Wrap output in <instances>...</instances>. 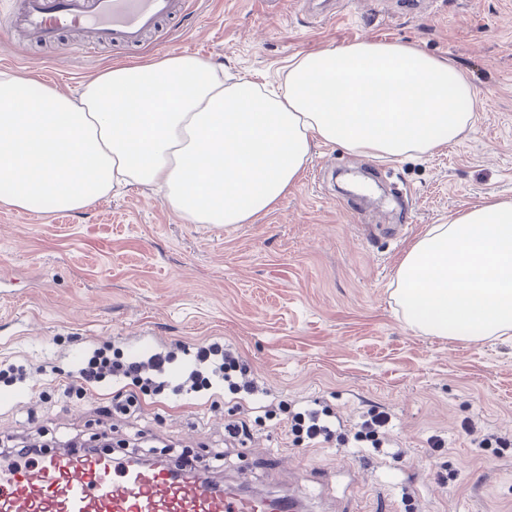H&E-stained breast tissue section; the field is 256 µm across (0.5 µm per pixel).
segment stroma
<instances>
[{
  "instance_id": "1",
  "label": "stroma",
  "mask_w": 512,
  "mask_h": 512,
  "mask_svg": "<svg viewBox=\"0 0 512 512\" xmlns=\"http://www.w3.org/2000/svg\"><path fill=\"white\" fill-rule=\"evenodd\" d=\"M140 50L0 47V72H32L77 93L121 62L188 53L225 77L278 83L291 55L369 39L407 41L450 60L477 92L473 129L424 157L367 159L312 149L277 207L248 224H189L161 193L129 186L80 212L0 207V362L31 368L0 382V442L108 435L113 456L189 459L261 495L300 489L306 512H512V338L469 342L412 329L391 293L428 227L488 193L512 196V0H196ZM186 347L236 348L271 396L337 409L354 428L387 412L391 459L355 443L293 445L273 420L250 448L226 441L228 402L166 394L135 417L104 416L94 393L58 398L98 348L128 352L141 334ZM46 364L53 376L39 375ZM445 446L433 450L431 437ZM450 470L441 483L437 474Z\"/></svg>"
}]
</instances>
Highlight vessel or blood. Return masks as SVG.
I'll return each instance as SVG.
<instances>
[{"label": "vessel or blood", "mask_w": 512, "mask_h": 512, "mask_svg": "<svg viewBox=\"0 0 512 512\" xmlns=\"http://www.w3.org/2000/svg\"><path fill=\"white\" fill-rule=\"evenodd\" d=\"M190 0H21L15 31L53 44L61 31L93 30L135 48L164 21L188 16ZM297 496L258 497L215 483L200 468L178 472L82 450L0 456V512H301Z\"/></svg>", "instance_id": "1"}]
</instances>
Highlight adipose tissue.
<instances>
[{
    "instance_id": "1",
    "label": "adipose tissue",
    "mask_w": 512,
    "mask_h": 512,
    "mask_svg": "<svg viewBox=\"0 0 512 512\" xmlns=\"http://www.w3.org/2000/svg\"><path fill=\"white\" fill-rule=\"evenodd\" d=\"M474 98L453 64L398 41L297 53L277 91L225 85L223 67L185 54L114 66L75 98L1 72L0 205L73 212L117 186H158L187 223H252L313 144L369 159L431 153L465 133ZM394 297L434 336L512 335V197L486 195L428 229Z\"/></svg>"
}]
</instances>
